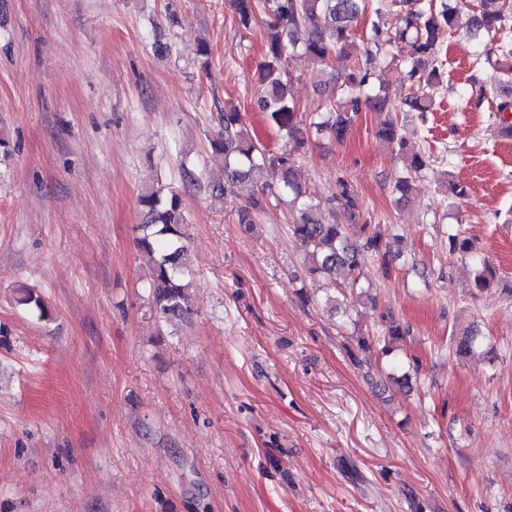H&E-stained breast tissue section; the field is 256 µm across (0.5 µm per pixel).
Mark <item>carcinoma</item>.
<instances>
[{
	"mask_svg": "<svg viewBox=\"0 0 512 512\" xmlns=\"http://www.w3.org/2000/svg\"><path fill=\"white\" fill-rule=\"evenodd\" d=\"M393 3L402 13V26L396 36L408 46L406 79L417 85L439 79L441 70L432 59V49L457 32L459 4L448 0H440L438 5L433 0H393ZM225 4L237 26L244 30L256 23L258 8L266 10L264 58L258 68L254 105L285 142V147L274 150L265 146L249 128L245 113L231 102L224 103V112L219 114L220 129L210 140L212 149L224 154V188L220 192L247 191V205L240 210L238 221L249 226L265 206L266 190L288 198L292 205V224L288 225V231L303 248L304 272L310 278L327 276L331 278L330 286L343 293L361 290L360 255L364 251L375 254L383 275L389 276L391 262L382 250V233L367 232V224L360 226V232L354 231L363 204L347 181L342 177L337 179L340 200L351 224H329L319 217L321 201L296 179L291 153L293 149L304 148L317 136L344 141L355 116L365 105L384 114L376 136L387 145H397L404 158V173L394 182L397 200L407 199L414 179L428 169L430 157L407 150L385 92L380 54L387 42L383 31L387 3L385 0H265L261 4L258 0H225ZM369 12L374 20L364 61L344 74L330 71L325 80L326 84L338 87L344 102L329 107L324 114L306 117L298 111L290 94L291 79L280 69L282 57L297 52L317 65L327 64L333 57L347 53L355 24ZM467 28L473 36L485 38V56L495 57L497 68L511 77L512 0H480V10L471 15ZM140 203L145 221L136 246L145 259L156 315L165 322L184 319L191 314L193 300L189 292L192 269L187 263L181 194L170 190L162 196L149 187L140 195ZM448 244L451 249L475 259V288L489 287L495 271L479 256L471 239L458 231L448 235ZM17 303L36 308L41 318L49 317L41 299L26 289L20 290ZM409 335L408 325L392 316L386 317L381 353L391 352ZM455 346L457 355H472L477 347L476 334L465 333L456 339Z\"/></svg>",
	"mask_w": 512,
	"mask_h": 512,
	"instance_id": "carcinoma-1",
	"label": "carcinoma"
}]
</instances>
